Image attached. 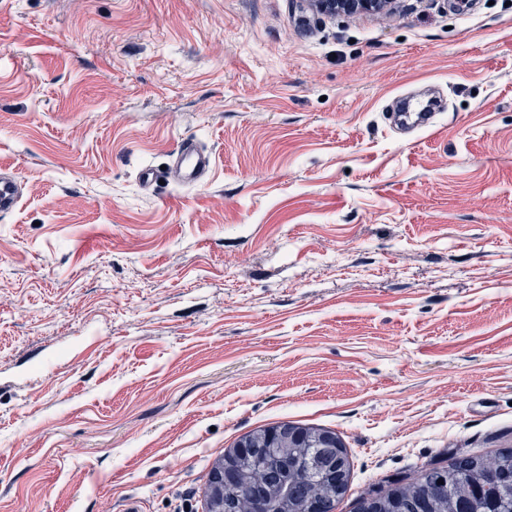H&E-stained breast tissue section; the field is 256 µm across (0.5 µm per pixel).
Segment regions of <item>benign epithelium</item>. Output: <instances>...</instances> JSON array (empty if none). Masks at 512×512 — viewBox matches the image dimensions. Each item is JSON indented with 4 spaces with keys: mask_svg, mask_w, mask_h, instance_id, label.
I'll return each mask as SVG.
<instances>
[{
    "mask_svg": "<svg viewBox=\"0 0 512 512\" xmlns=\"http://www.w3.org/2000/svg\"><path fill=\"white\" fill-rule=\"evenodd\" d=\"M389 0H315L321 9L334 14L336 10L371 13L379 10ZM274 448L279 454H288L290 448H322L325 452L337 447L336 439L325 434L306 433L287 427L268 429L256 436L244 437L230 454L219 461L211 476V512H224V487L235 480L234 469L237 463L253 448Z\"/></svg>",
    "mask_w": 512,
    "mask_h": 512,
    "instance_id": "1",
    "label": "benign epithelium"
}]
</instances>
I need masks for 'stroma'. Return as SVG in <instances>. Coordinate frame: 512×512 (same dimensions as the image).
I'll return each instance as SVG.
<instances>
[{"mask_svg": "<svg viewBox=\"0 0 512 512\" xmlns=\"http://www.w3.org/2000/svg\"><path fill=\"white\" fill-rule=\"evenodd\" d=\"M396 6L0 0V512H206L283 422L335 512L512 449V0ZM187 137L208 182L141 186ZM22 197L21 184L11 174L9 168L0 169V214H8L16 209Z\"/></svg>", "mask_w": 512, "mask_h": 512, "instance_id": "obj_1", "label": "stroma"}]
</instances>
